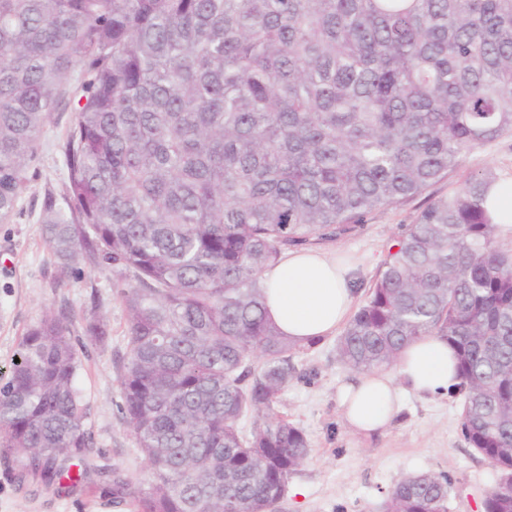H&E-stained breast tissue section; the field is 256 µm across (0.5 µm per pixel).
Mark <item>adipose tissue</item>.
Masks as SVG:
<instances>
[{"label":"adipose tissue","mask_w":512,"mask_h":512,"mask_svg":"<svg viewBox=\"0 0 512 512\" xmlns=\"http://www.w3.org/2000/svg\"><path fill=\"white\" fill-rule=\"evenodd\" d=\"M355 266L313 250L288 252L263 273L267 316L291 341L309 345L349 320L354 302ZM454 349L437 336H423L402 351L396 376L372 372L349 381L341 393L346 426L359 434L385 428L399 408L400 390L427 398L456 386Z\"/></svg>","instance_id":"obj_1"}]
</instances>
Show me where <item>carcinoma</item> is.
Masks as SVG:
<instances>
[{
	"label": "carcinoma",
	"instance_id": "1",
	"mask_svg": "<svg viewBox=\"0 0 512 512\" xmlns=\"http://www.w3.org/2000/svg\"><path fill=\"white\" fill-rule=\"evenodd\" d=\"M65 206L43 194L60 279L122 281L125 421L153 474L138 512H276L308 459L276 407L303 349L268 320L262 274L412 199L512 130V0H0V221L19 210L71 72ZM490 172L423 209L337 341L354 371L438 336L458 358L461 429L512 512V249ZM133 282L127 283V274ZM0 377V459L77 487L93 443L67 316L48 310ZM254 425L242 433L247 415ZM385 512H448L409 475Z\"/></svg>",
	"mask_w": 512,
	"mask_h": 512
}]
</instances>
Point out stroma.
I'll return each mask as SVG.
<instances>
[{
    "label": "stroma",
    "instance_id": "obj_1",
    "mask_svg": "<svg viewBox=\"0 0 512 512\" xmlns=\"http://www.w3.org/2000/svg\"><path fill=\"white\" fill-rule=\"evenodd\" d=\"M75 119L67 103L51 112L39 142V176L20 203L21 213L0 224V375L8 373L26 330L46 310L65 312L80 345L77 385L87 405L86 429L94 443L92 463L117 469L131 489L148 487L151 471L121 411L117 364L127 351L128 320L110 270L82 266L78 276L58 280L45 242L42 195L65 191L62 145ZM490 171L512 179V131L468 152L446 178L413 200L374 211L357 231L317 244V251L346 256L357 264L355 305H362L396 238L405 234L430 199L447 195L467 176ZM103 319L109 335L90 340V317ZM296 375L277 406L279 415L306 435L310 455L291 475L279 512H382L386 491L407 475H447L448 512H483L482 500L495 469L472 450L461 432V401L455 394L422 399L408 394L392 424L369 436L344 424L338 400L350 377L337 357L336 340L292 355ZM0 512H117L112 483L92 476L66 493L41 483H19L0 461Z\"/></svg>",
    "mask_w": 512,
    "mask_h": 512
}]
</instances>
